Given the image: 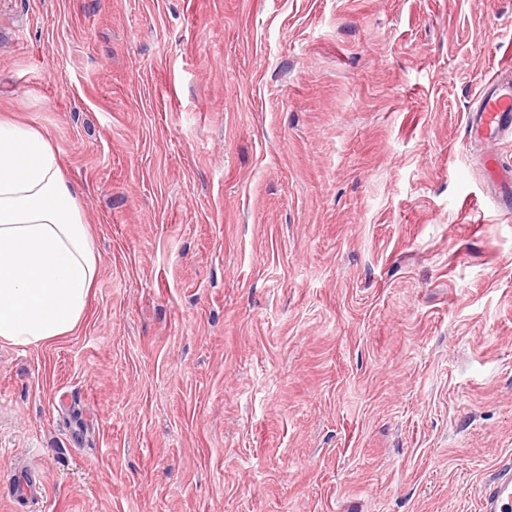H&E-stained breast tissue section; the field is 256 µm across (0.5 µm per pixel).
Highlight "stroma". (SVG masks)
<instances>
[{
	"mask_svg": "<svg viewBox=\"0 0 512 512\" xmlns=\"http://www.w3.org/2000/svg\"><path fill=\"white\" fill-rule=\"evenodd\" d=\"M507 63L512 0H0V118L98 262L76 332L0 341V512H478L512 213L466 116Z\"/></svg>",
	"mask_w": 512,
	"mask_h": 512,
	"instance_id": "obj_1",
	"label": "stroma"
}]
</instances>
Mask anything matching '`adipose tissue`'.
I'll list each match as a JSON object with an SVG mask.
<instances>
[{"instance_id": "obj_1", "label": "adipose tissue", "mask_w": 512, "mask_h": 512, "mask_svg": "<svg viewBox=\"0 0 512 512\" xmlns=\"http://www.w3.org/2000/svg\"><path fill=\"white\" fill-rule=\"evenodd\" d=\"M98 264L59 154L0 120V340L42 345L78 327Z\"/></svg>"}]
</instances>
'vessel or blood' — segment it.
<instances>
[{"label":"vessel or blood","mask_w":512,"mask_h":512,"mask_svg":"<svg viewBox=\"0 0 512 512\" xmlns=\"http://www.w3.org/2000/svg\"><path fill=\"white\" fill-rule=\"evenodd\" d=\"M478 138H496L512 133V77L496 76L481 85L477 104L467 119ZM484 168L491 178L512 189V162L490 154ZM482 512H512V465L504 464L481 489Z\"/></svg>","instance_id":"b4317fda"}]
</instances>
